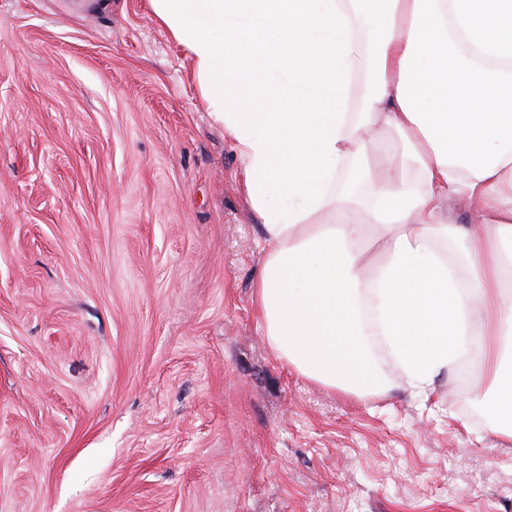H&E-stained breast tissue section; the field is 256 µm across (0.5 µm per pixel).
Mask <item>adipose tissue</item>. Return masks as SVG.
I'll use <instances>...</instances> for the list:
<instances>
[{
	"label": "adipose tissue",
	"instance_id": "ef3b65f1",
	"mask_svg": "<svg viewBox=\"0 0 512 512\" xmlns=\"http://www.w3.org/2000/svg\"><path fill=\"white\" fill-rule=\"evenodd\" d=\"M151 0L243 160L265 261L254 302L272 349L306 377L379 383L369 340L413 393L466 356L512 439V0ZM405 147L380 177L364 133ZM362 211L333 192L347 163ZM464 199L474 220L443 212ZM377 228L381 260L359 242Z\"/></svg>",
	"mask_w": 512,
	"mask_h": 512
}]
</instances>
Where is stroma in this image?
I'll return each mask as SVG.
<instances>
[{"label": "stroma", "mask_w": 512, "mask_h": 512, "mask_svg": "<svg viewBox=\"0 0 512 512\" xmlns=\"http://www.w3.org/2000/svg\"><path fill=\"white\" fill-rule=\"evenodd\" d=\"M242 167L149 0H0V512H512L477 361L274 354Z\"/></svg>", "instance_id": "obj_1"}]
</instances>
